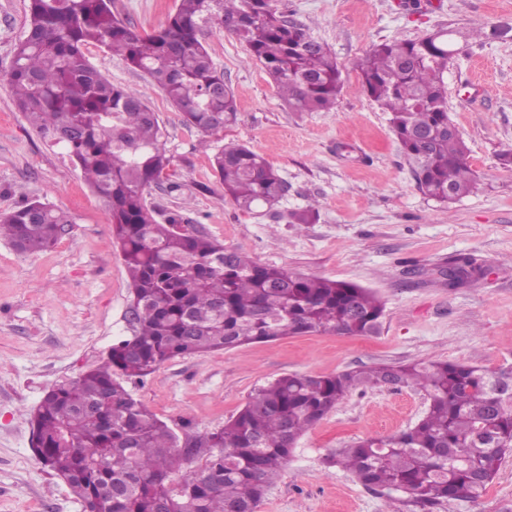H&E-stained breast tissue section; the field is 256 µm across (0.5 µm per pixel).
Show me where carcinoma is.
Wrapping results in <instances>:
<instances>
[{"mask_svg":"<svg viewBox=\"0 0 512 512\" xmlns=\"http://www.w3.org/2000/svg\"><path fill=\"white\" fill-rule=\"evenodd\" d=\"M279 0H178L157 30L139 34L112 12V0H29L24 37L7 83L21 112L72 163L105 202L132 295L134 334L101 365L52 387L33 422L41 463L84 504L112 512H257L297 440L358 387L396 385L421 392L428 406L411 428L366 437L331 463L373 491L402 492L436 506L477 499L512 448V388L464 363L435 360L283 375L259 387L224 427L177 447L172 429L125 387L179 356L229 350L258 340L312 332L371 336L385 315L376 295L355 284L259 264L204 234L164 222L146 189L171 159L158 114L138 89L114 85L90 66L99 45L147 74L187 124L213 134L238 121L232 89L203 43L204 30L227 27L299 112L334 107L346 67L327 44L280 10ZM448 33L373 46L354 63L359 88L389 114L413 161L417 188L446 205L476 176L448 113ZM212 169L237 208H272L286 181L257 152L228 143ZM317 204L289 215L311 224ZM72 218L54 205L27 202L0 213V238L20 252L54 246ZM204 465L184 469L185 456Z\"/></svg>","mask_w":512,"mask_h":512,"instance_id":"1","label":"carcinoma"}]
</instances>
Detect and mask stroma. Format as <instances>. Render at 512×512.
Returning a JSON list of instances; mask_svg holds the SVG:
<instances>
[{"label": "stroma", "instance_id": "1", "mask_svg": "<svg viewBox=\"0 0 512 512\" xmlns=\"http://www.w3.org/2000/svg\"><path fill=\"white\" fill-rule=\"evenodd\" d=\"M29 0H0V212L33 199L68 212L54 248L22 253L0 239V512H83L69 487L33 452L32 414L52 386L98 365L133 334L131 289L110 214L79 169L17 109L6 75ZM176 0H112L133 31L163 26ZM280 8L347 66V87L328 112H297L244 44L219 28L203 42L237 100L236 125L213 137L186 124L121 57L92 45L89 63L112 84L146 93L172 158L171 182L147 202L182 216L187 232L274 264L371 289L386 316L377 336L313 332L174 359L127 388L187 444L222 428L249 395L290 373L329 375L378 364L445 359L512 374V0H281ZM450 32L449 115L468 147L475 190L449 204L427 199L387 115L358 92L353 63L375 44ZM262 154L287 181L280 203L244 213L224 195L203 140ZM319 206L313 224L289 212ZM482 268L452 287L459 257ZM422 394L361 387L297 442L258 512H512V449L486 492L426 507L394 505L327 465L337 449L388 437L424 414Z\"/></svg>", "mask_w": 512, "mask_h": 512}]
</instances>
